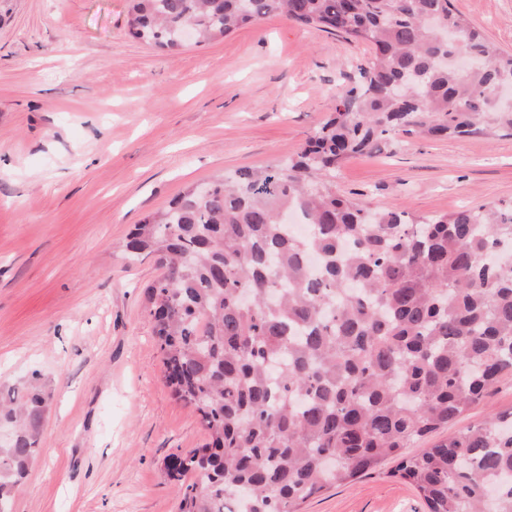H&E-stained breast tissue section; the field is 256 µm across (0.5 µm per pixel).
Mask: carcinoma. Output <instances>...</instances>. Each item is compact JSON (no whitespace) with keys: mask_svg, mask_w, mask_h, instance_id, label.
<instances>
[{"mask_svg":"<svg viewBox=\"0 0 512 512\" xmlns=\"http://www.w3.org/2000/svg\"><path fill=\"white\" fill-rule=\"evenodd\" d=\"M277 15L369 44L356 86L295 156L187 187L123 245L161 268L168 381L210 437L169 456L178 512H302L388 459L428 512H512V411L407 452L512 373V203L413 217L332 181L400 133L512 131V53L451 0H127L130 34L168 53ZM46 407L36 372L0 395V512Z\"/></svg>","mask_w":512,"mask_h":512,"instance_id":"1","label":"carcinoma"}]
</instances>
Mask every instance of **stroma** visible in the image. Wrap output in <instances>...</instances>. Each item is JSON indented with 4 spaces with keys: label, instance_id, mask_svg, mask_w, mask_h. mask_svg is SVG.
<instances>
[{
    "label": "stroma",
    "instance_id": "1",
    "mask_svg": "<svg viewBox=\"0 0 512 512\" xmlns=\"http://www.w3.org/2000/svg\"><path fill=\"white\" fill-rule=\"evenodd\" d=\"M512 52V0H452ZM126 0H15L0 25V383L39 373L51 408L13 512H176L169 455L208 440L153 335V259L121 250L186 186L292 156L358 80L368 45L284 17L163 54ZM368 207L432 217L512 201V136H400L336 172ZM512 409V375L450 426ZM304 512H426L378 470Z\"/></svg>",
    "mask_w": 512,
    "mask_h": 512
}]
</instances>
